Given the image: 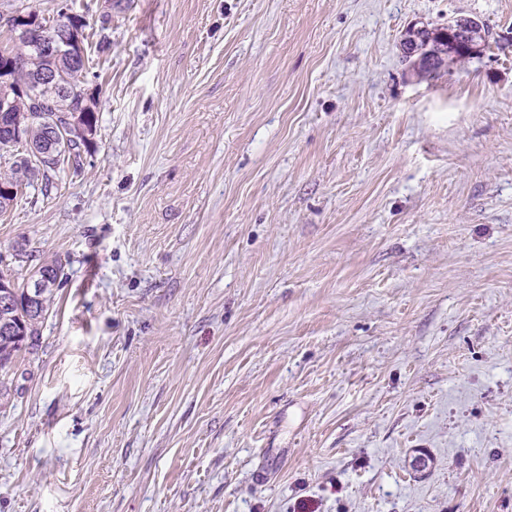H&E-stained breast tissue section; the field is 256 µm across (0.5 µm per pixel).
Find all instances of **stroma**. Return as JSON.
Masks as SVG:
<instances>
[{
    "label": "stroma",
    "instance_id": "stroma-1",
    "mask_svg": "<svg viewBox=\"0 0 512 512\" xmlns=\"http://www.w3.org/2000/svg\"><path fill=\"white\" fill-rule=\"evenodd\" d=\"M500 41L422 77L411 26ZM96 150L0 215L67 274L0 512H512V0H131Z\"/></svg>",
    "mask_w": 512,
    "mask_h": 512
}]
</instances>
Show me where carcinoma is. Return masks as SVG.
I'll list each match as a JSON object with an SVG mask.
<instances>
[{"mask_svg":"<svg viewBox=\"0 0 512 512\" xmlns=\"http://www.w3.org/2000/svg\"><path fill=\"white\" fill-rule=\"evenodd\" d=\"M416 51L424 55L441 46H448L443 29L421 27L412 33ZM92 60L83 52L72 54L68 45L57 48L56 55L50 57L36 52L27 42L12 38V45L0 47V151L7 146L17 147L19 143H40L47 140V122L60 128L61 136L47 148L50 159L39 160L28 154L13 161L9 169L0 172V189L12 187L9 195L0 193V212L13 206L19 192L42 178L50 180L52 175L66 170L77 175L83 167V154L90 153L94 145L99 116L87 105L85 90ZM52 70L56 74L57 86L54 92L38 101L29 95L25 88L34 75ZM78 115L81 126L88 136L73 134L67 117ZM22 130L24 140H11L10 135ZM55 289L43 294L41 311L29 314L24 305H19L4 318L0 312V329L8 326L12 334L5 337L0 332V370H5L20 357L40 334V324L53 303Z\"/></svg>","mask_w":512,"mask_h":512,"instance_id":"carcinoma-1","label":"carcinoma"}]
</instances>
